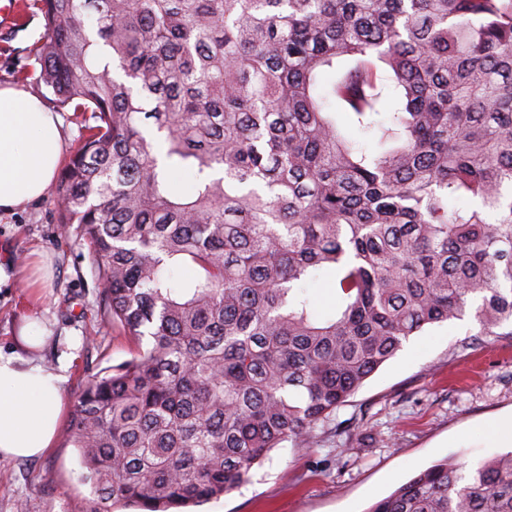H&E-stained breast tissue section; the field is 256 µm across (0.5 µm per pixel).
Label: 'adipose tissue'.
<instances>
[{"label":"adipose tissue","instance_id":"obj_1","mask_svg":"<svg viewBox=\"0 0 512 512\" xmlns=\"http://www.w3.org/2000/svg\"><path fill=\"white\" fill-rule=\"evenodd\" d=\"M58 124L36 96L0 87V210L44 194L60 161ZM65 380L62 372L0 357V453L34 458L51 448Z\"/></svg>","mask_w":512,"mask_h":512}]
</instances>
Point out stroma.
Here are the masks:
<instances>
[{"label": "stroma", "mask_w": 512, "mask_h": 512, "mask_svg": "<svg viewBox=\"0 0 512 512\" xmlns=\"http://www.w3.org/2000/svg\"><path fill=\"white\" fill-rule=\"evenodd\" d=\"M23 21L0 24V86L12 85L55 106L39 80L45 21L37 0H12ZM54 190L0 211V356L65 369V411L97 368L130 359L135 346L103 316L101 286L83 239H62ZM46 286L26 287L35 259ZM42 324L38 347L23 342L26 322ZM94 337L84 346L82 337ZM512 416V337L483 336L475 322L413 336L337 411L341 428L319 446L275 449L249 484L197 512H368L435 462L454 455L473 465L507 452L489 445L487 419ZM78 452L58 431L36 459L0 456V512H88L91 489L79 480Z\"/></svg>", "instance_id": "obj_1"}]
</instances>
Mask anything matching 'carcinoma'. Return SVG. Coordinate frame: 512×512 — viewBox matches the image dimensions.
I'll list each match as a JSON object with an SVG mask.
<instances>
[{
	"label": "carcinoma",
	"instance_id": "carcinoma-1",
	"mask_svg": "<svg viewBox=\"0 0 512 512\" xmlns=\"http://www.w3.org/2000/svg\"><path fill=\"white\" fill-rule=\"evenodd\" d=\"M41 6L40 80L90 113L60 233L138 345L67 427L89 512L217 499L338 430L411 336L512 327V0ZM368 512H512V450L438 461ZM308 294L318 312L328 311L336 302V293L329 274L324 273L308 288Z\"/></svg>",
	"mask_w": 512,
	"mask_h": 512
}]
</instances>
